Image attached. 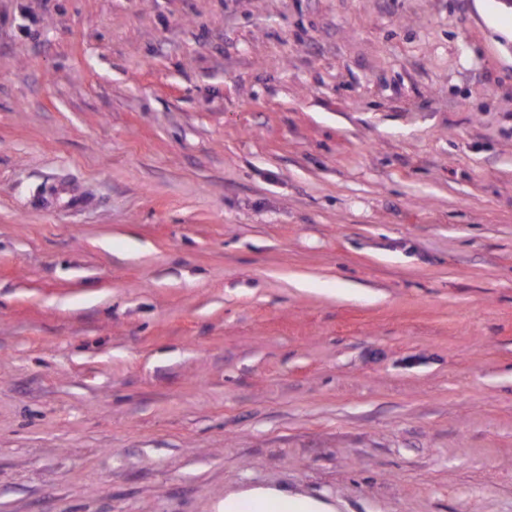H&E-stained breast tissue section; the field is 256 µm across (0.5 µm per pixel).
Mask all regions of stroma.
<instances>
[{"label": "stroma", "mask_w": 512, "mask_h": 512, "mask_svg": "<svg viewBox=\"0 0 512 512\" xmlns=\"http://www.w3.org/2000/svg\"><path fill=\"white\" fill-rule=\"evenodd\" d=\"M512 512L505 0H0V512ZM252 500L258 512H334L333 506L270 488L231 492L224 496V512H239L240 501Z\"/></svg>", "instance_id": "35a3bbf8"}]
</instances>
